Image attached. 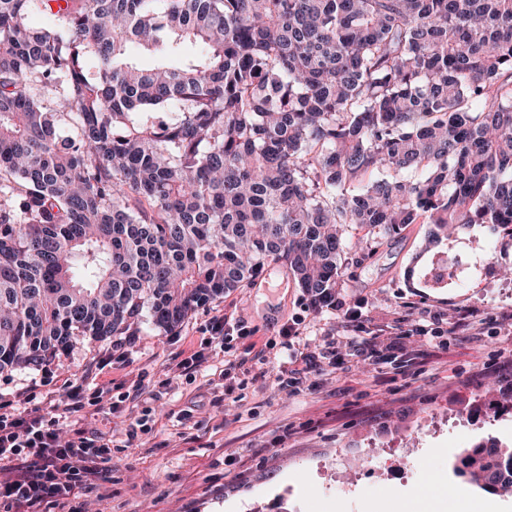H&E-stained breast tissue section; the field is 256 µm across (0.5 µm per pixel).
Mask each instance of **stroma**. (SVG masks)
Instances as JSON below:
<instances>
[{
  "label": "stroma",
  "instance_id": "35a3bbf8",
  "mask_svg": "<svg viewBox=\"0 0 512 512\" xmlns=\"http://www.w3.org/2000/svg\"><path fill=\"white\" fill-rule=\"evenodd\" d=\"M413 224L352 271L340 297L356 311L314 313L297 284L271 267L251 288L186 319L167 335L142 326L132 343L79 339L47 370L0 373V404L18 401L34 380L58 392L64 379L85 378L113 394L173 382L145 400L154 421L139 445L112 451L98 495L76 493L85 512H241L243 502L288 494V512H512V497L468 484L457 467L463 450L490 442L512 448V413L487 412L512 384V281L493 273L467 288L419 296L402 273L422 246ZM256 328L210 355L195 377L178 362L201 350L214 317ZM303 343L327 348L324 372L299 390L263 375L257 349L283 323ZM461 331L447 335L449 323ZM423 326L425 340L409 336ZM405 340L399 359H367L356 345ZM237 361L232 380L225 360ZM404 456L403 478L384 464ZM444 481L450 496L437 491Z\"/></svg>",
  "mask_w": 512,
  "mask_h": 512
}]
</instances>
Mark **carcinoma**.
Masks as SVG:
<instances>
[{"mask_svg":"<svg viewBox=\"0 0 512 512\" xmlns=\"http://www.w3.org/2000/svg\"><path fill=\"white\" fill-rule=\"evenodd\" d=\"M411 224L408 288L512 247V0H0V372L272 265L334 307ZM490 447L459 472L507 494Z\"/></svg>","mask_w":512,"mask_h":512,"instance_id":"1","label":"carcinoma"}]
</instances>
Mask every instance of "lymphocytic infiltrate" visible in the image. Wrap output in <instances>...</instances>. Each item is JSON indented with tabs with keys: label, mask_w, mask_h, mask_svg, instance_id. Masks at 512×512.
Listing matches in <instances>:
<instances>
[{
	"label": "lymphocytic infiltrate",
	"mask_w": 512,
	"mask_h": 512,
	"mask_svg": "<svg viewBox=\"0 0 512 512\" xmlns=\"http://www.w3.org/2000/svg\"><path fill=\"white\" fill-rule=\"evenodd\" d=\"M207 333L204 349L180 361L183 375L194 376L208 351L226 349L231 336L250 335L241 323L222 317L212 319ZM295 336L294 326L283 325L275 353L261 358L283 388L319 373L325 357L323 351H310L301 367L288 368L285 360ZM104 401L103 390H88L84 379L70 378L45 404L0 412V504L6 512H75L69 505L74 491L92 492L94 479L105 476L111 460V438L78 421L86 407Z\"/></svg>",
	"instance_id": "obj_1"
}]
</instances>
